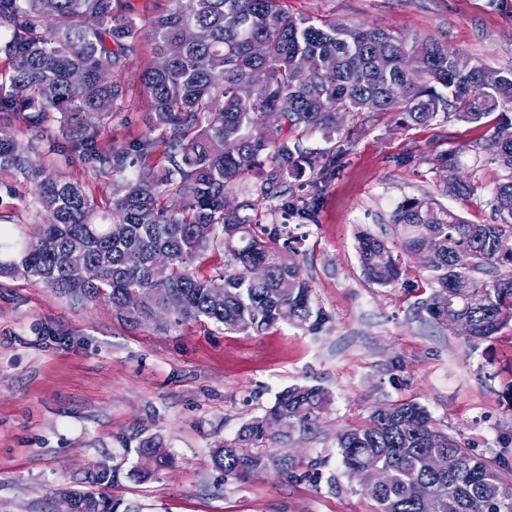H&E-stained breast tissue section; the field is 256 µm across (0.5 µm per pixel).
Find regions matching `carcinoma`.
<instances>
[{"mask_svg": "<svg viewBox=\"0 0 512 512\" xmlns=\"http://www.w3.org/2000/svg\"><path fill=\"white\" fill-rule=\"evenodd\" d=\"M163 15L139 20L120 0H0V55L10 69L0 76V112L22 118L36 131L50 113L60 115L71 150L104 170L138 167L132 179L113 185L106 204L62 172L41 139L20 144L0 126V173L33 184L43 222L21 241L0 237V276L36 280L90 303L104 301L116 314L131 296L130 323L173 309L180 321L207 322L226 333H260L282 321L317 329L312 286L303 275L300 250L279 246L281 232L259 223L256 203L228 210L226 190L251 171L261 155L271 169L260 196L274 197L288 215L315 222L317 202L294 196L288 178L315 161L303 145L313 131L338 130L350 112H396L404 126L424 125L440 112L478 122L501 112L490 148L506 172L493 191L496 220L473 224L421 198L393 211L402 249L425 252L433 292L426 311L434 323L469 321L471 340L487 339L512 321V71L495 72L473 57L428 38L296 17L280 0H170ZM153 59L142 73L140 94L150 109L148 134L132 148L102 147L101 136L133 108L116 76L138 55L143 37ZM287 130L276 139L267 125ZM163 148L169 166L149 162ZM450 195L472 192L457 175L458 160L440 158ZM125 233L112 236V225ZM367 278L382 287L399 281L401 267L387 242L358 236ZM229 256L213 278L190 265L213 249ZM63 251L82 256L81 269L59 267ZM158 254L171 259L164 281L152 277ZM224 292L211 293L214 280ZM333 403L318 386L283 390L272 407L214 449L211 460L224 477L243 480L271 469L292 470L294 459L269 452L297 432L318 427ZM349 474L363 467L387 471L388 483L363 492L376 512H512V483L475 457L465 444L439 430L428 409L396 401L371 411L360 425L336 434ZM133 475L147 481L171 467L163 442L149 436L136 450ZM431 487L423 501L420 484ZM53 512H119L105 491L60 489Z\"/></svg>", "mask_w": 512, "mask_h": 512, "instance_id": "obj_1", "label": "carcinoma"}]
</instances>
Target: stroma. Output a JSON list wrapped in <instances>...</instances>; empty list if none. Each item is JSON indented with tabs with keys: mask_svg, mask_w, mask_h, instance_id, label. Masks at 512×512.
I'll use <instances>...</instances> for the list:
<instances>
[{
	"mask_svg": "<svg viewBox=\"0 0 512 512\" xmlns=\"http://www.w3.org/2000/svg\"><path fill=\"white\" fill-rule=\"evenodd\" d=\"M295 16L428 36L489 69L512 70V0H286ZM493 113L473 123L438 114L405 127L392 112L345 114L338 132L306 135L315 172L290 179L300 197L317 196L315 223L284 219L276 200L258 197L269 163L229 191L256 199L261 223L287 224L301 238L303 274L317 330L279 323L262 334L210 324L166 329L122 321L104 303L54 293L37 281L0 277V512H51L59 488L107 491L140 512H375L347 476L337 431L374 407L414 400L438 428L512 477V324L467 341L432 322V290L421 262L401 254L399 284L364 276L357 237L369 232L392 250L398 204L428 197L476 224L493 221L492 189L504 175L489 148ZM457 155L472 194H447L437 159ZM0 225L23 239L41 215L23 178L0 183ZM294 385L328 389L333 404L293 455L299 471L224 478L210 451L271 407ZM160 437L172 468L141 483L131 475L139 441Z\"/></svg>",
	"mask_w": 512,
	"mask_h": 512,
	"instance_id": "35a3bbf8",
	"label": "stroma"
}]
</instances>
